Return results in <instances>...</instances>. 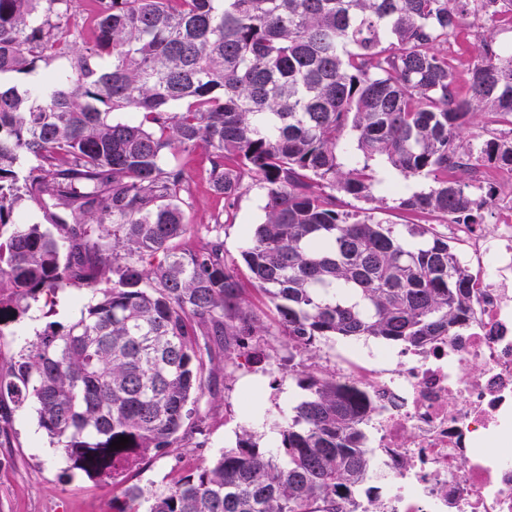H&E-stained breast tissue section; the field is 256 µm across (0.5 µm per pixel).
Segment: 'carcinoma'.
<instances>
[{"mask_svg":"<svg viewBox=\"0 0 512 512\" xmlns=\"http://www.w3.org/2000/svg\"><path fill=\"white\" fill-rule=\"evenodd\" d=\"M77 2L0 0V77H33L0 84V325L42 294L91 292L0 368V423L34 405L72 468L109 480L203 433L205 393L253 359L228 353L245 336L311 360L338 336L416 347L467 325L473 276L448 237L343 211L338 195L373 197L383 160L431 182L398 208L481 223L494 191H467V159L512 169V141L458 132L478 113L512 127V45L481 39L465 95L437 45L512 0H92L89 40L61 27ZM197 147L225 207L265 191L240 257L268 323L242 296L221 216L186 244L172 158ZM28 207L45 223L18 222ZM288 376L307 396L272 447L245 429L159 489L126 484L119 512H340L336 494L369 469L367 406L353 380L302 361Z\"/></svg>","mask_w":512,"mask_h":512,"instance_id":"obj_1","label":"carcinoma"}]
</instances>
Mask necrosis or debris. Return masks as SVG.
I'll return each mask as SVG.
<instances>
[{
	"label": "necrosis or debris",
	"instance_id": "necrosis-or-debris-1",
	"mask_svg": "<svg viewBox=\"0 0 512 512\" xmlns=\"http://www.w3.org/2000/svg\"><path fill=\"white\" fill-rule=\"evenodd\" d=\"M478 180L498 185V223L448 227L473 272L466 327L419 349L352 352L331 369L375 405L360 424L368 474L341 512H512V172Z\"/></svg>",
	"mask_w": 512,
	"mask_h": 512
}]
</instances>
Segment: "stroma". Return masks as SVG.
<instances>
[{
  "label": "stroma",
  "mask_w": 512,
  "mask_h": 512,
  "mask_svg": "<svg viewBox=\"0 0 512 512\" xmlns=\"http://www.w3.org/2000/svg\"><path fill=\"white\" fill-rule=\"evenodd\" d=\"M494 38L496 43H512V25L503 18L487 16L469 20L454 41L444 44L453 60L460 90H467L471 51L482 37ZM191 191L189 219L197 228L189 243L201 241L200 230L214 216L224 220V250L228 259H239L246 236L264 218V192L254 187L237 200L233 208H225L223 197L216 195L208 181L209 154L205 149L180 153ZM344 207L351 212L368 214L374 220L395 225L398 230L414 223L440 226L436 217L412 216L395 206L392 196L372 199L344 197ZM80 315V308L67 298L51 302L40 297L30 310L0 332V365L15 359L36 333L49 321L68 323ZM256 358L248 364H229L228 378L222 379L214 398L202 403L207 414L203 452H196L193 443L172 449L170 457L145 459L139 469L129 476L113 481L88 478L69 470L39 429L33 406L15 412L7 432L0 433V512H118L123 504L120 494L125 482L152 488L198 467L202 461L215 459L235 444L242 429L260 433L261 446H268L265 417H277L301 401L303 392L292 380L271 386L266 358L288 354L287 348H274L272 343H256Z\"/></svg>",
  "instance_id": "obj_1"
}]
</instances>
